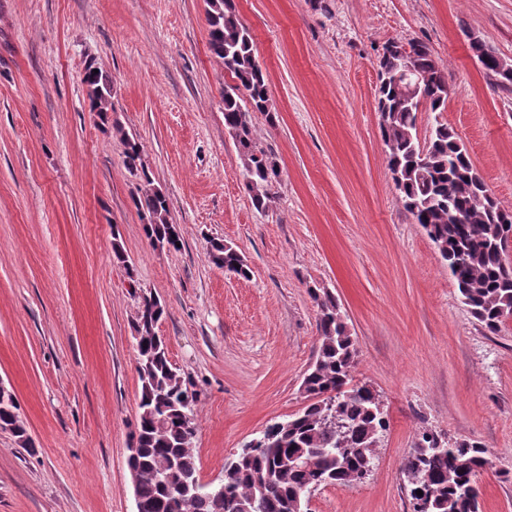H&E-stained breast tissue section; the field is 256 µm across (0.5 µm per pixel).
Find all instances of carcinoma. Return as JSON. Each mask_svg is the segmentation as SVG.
Instances as JSON below:
<instances>
[{"label":"carcinoma","mask_w":512,"mask_h":512,"mask_svg":"<svg viewBox=\"0 0 512 512\" xmlns=\"http://www.w3.org/2000/svg\"><path fill=\"white\" fill-rule=\"evenodd\" d=\"M209 44L229 72L224 85V128L237 146L243 186L253 207L264 212L274 202L281 168L276 156L258 147L249 113L270 112L269 85L257 60L249 29L230 0H206ZM426 77L417 98L430 112L447 108L445 67L427 45L411 42L403 54L382 53L375 99L379 128L388 147L387 163L405 209L421 225L448 265L460 303L495 335L512 317V265L504 259L512 242V211L501 208L472 163L465 145L448 124L436 122L427 145L417 136L419 104L407 102L406 66ZM91 110L102 117L113 111L112 83L93 66L85 69ZM124 144V163L142 185L135 203L151 242L177 248L176 225L169 220L164 193L152 187L133 134L117 128ZM211 262L247 278V262L221 240L210 245ZM319 310L318 350L302 390L310 403L293 418L266 428L263 445L241 453L224 470V493L182 489L159 478L165 464L178 463V476L192 481L198 466L192 448L196 432V393L171 364L165 340L155 333L165 308L153 294L140 296L136 322L137 373L140 381L138 417L132 433L135 451L128 467L135 471L134 498L140 512H241L243 500L262 503L260 512H304L310 489L349 485L374 460L376 440L388 427L366 384H352L357 361L354 338L336 297L328 290L311 291ZM0 429L10 432L21 448L34 452L16 399L0 400ZM424 446H414L404 465L410 497L427 502L426 512H479L478 475L491 465L479 442H456L443 448L438 437L424 431Z\"/></svg>","instance_id":"obj_1"}]
</instances>
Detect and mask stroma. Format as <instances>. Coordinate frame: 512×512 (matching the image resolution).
<instances>
[{
	"mask_svg": "<svg viewBox=\"0 0 512 512\" xmlns=\"http://www.w3.org/2000/svg\"><path fill=\"white\" fill-rule=\"evenodd\" d=\"M265 71L255 140L282 169L257 211L224 129L230 76L209 47L205 0H0V381L36 448L0 431V512H134L127 450L138 416L139 292L198 394L199 477L268 425L301 412L329 289L388 429L361 483L316 490L311 512H412L405 459L422 432L475 440L480 512H512V318L486 334L437 248L406 211L375 110L386 45L419 41L446 67L447 122L490 192L512 210V89L471 36L512 62V0H233ZM111 81L113 119L135 133L166 195L180 249L146 237L141 181L91 112L82 83ZM230 243L241 278L209 258ZM126 255L118 262L113 242Z\"/></svg>",
	"mask_w": 512,
	"mask_h": 512,
	"instance_id": "35a3bbf8",
	"label": "stroma"
}]
</instances>
